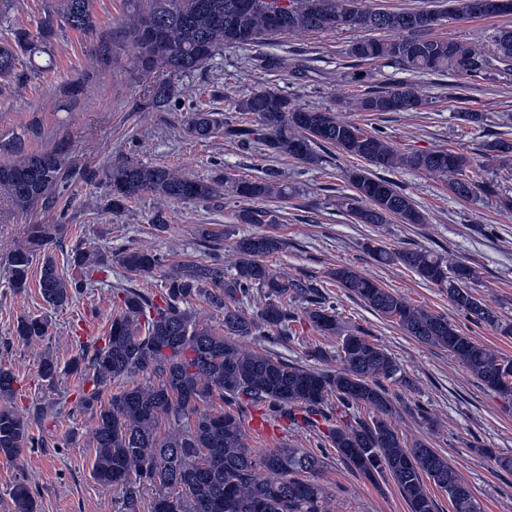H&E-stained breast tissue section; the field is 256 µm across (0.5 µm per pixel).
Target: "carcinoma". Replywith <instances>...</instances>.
<instances>
[{
  "label": "carcinoma",
  "mask_w": 512,
  "mask_h": 512,
  "mask_svg": "<svg viewBox=\"0 0 512 512\" xmlns=\"http://www.w3.org/2000/svg\"><path fill=\"white\" fill-rule=\"evenodd\" d=\"M241 0H145L123 37L134 49V64L143 76L162 70L168 78L148 85L150 104L161 108L175 97L170 78L203 68L225 47L260 45L281 34L324 32L336 29L345 16L350 27L380 31L384 38L363 37L347 53L358 63L386 60L420 72H451L477 76L490 69H512V29H500L487 43L465 44L433 39L415 24L421 11L391 12L365 9L361 0H255L251 10ZM93 0H58L47 11L37 32L17 28L0 41V79L21 77L16 64L43 52L54 26L93 34ZM425 104L418 85L403 83L394 90L374 91L357 99L362 112H401ZM188 135L199 141L220 136L245 146L256 144L266 154H286L316 165V148L334 146L354 159L390 169L410 168L446 178L448 188L462 199H472L489 186L465 176L467 159L445 149L402 153L381 136L338 119L331 109H311L292 103L269 88L255 89L235 102L242 121L223 122L219 113L205 110L190 99ZM13 157L0 161V192L14 205L29 210L38 205H69L72 173L64 170L63 148L30 152L22 140L11 147ZM485 157L502 165L512 162V142L485 145ZM353 189L347 208L360 224H423L424 214L410 196L389 179L371 170L345 171ZM106 209L119 213L145 194L169 203L210 202L224 192L241 199L238 224H274L273 211L256 201L288 197L281 174L266 169L257 180L228 173L213 180L185 176L167 167L135 159L114 163L107 172ZM63 224H34L22 244L6 258L13 291L30 286L34 259L42 258L39 289L55 309L72 301L88 287L97 267L118 261L128 272L149 275L163 259L148 248L118 252L75 250L71 274L58 271L50 248L61 240ZM282 241L264 234L233 241L224 266L184 264L164 282L162 302L136 289H122L121 310L112 318L103 344L72 358L71 374L83 376L91 389L80 405L93 412L91 433L96 454L94 480L119 496V512H327L328 493L319 476L325 456L300 448L282 447L262 453L247 443L248 414L244 404L263 409L269 420L286 419L298 433L321 439L372 483L391 477L410 512H436L426 491L428 478L448 493L452 512H480L470 486L448 463L447 457L425 440L407 444L389 421L396 411L391 388L409 389L413 382L402 364L381 344L356 332L341 334L336 308L313 284L281 277L263 262L279 251ZM372 259L401 264L423 281L448 293L449 302L468 319L512 335V325L499 316L469 283L478 277L467 264L450 262L426 249H391L367 245ZM334 285L356 296L373 311L392 319L417 342L445 349L481 384L505 399H512V359L502 356L467 335L443 315L412 305L404 296L381 287L353 266L330 271ZM204 299L224 312V332L199 323L189 305ZM306 303L305 320L323 336H335L337 369L307 368L272 354L244 351L231 337L267 336L275 331L290 335L295 305ZM258 303L257 314L246 316L242 305ZM49 321L27 316L19 319L15 336L28 345L48 336ZM49 383L60 375L53 357L39 365ZM16 377L0 366V457L14 460L35 443L30 421L9 405L16 394ZM120 383L112 390V384ZM218 396L228 411H200L199 402ZM368 417H360L362 410ZM173 419L176 430L160 434L163 422ZM154 496L145 500L146 489ZM17 512H38L36 497L23 481L10 491Z\"/></svg>",
  "instance_id": "obj_1"
}]
</instances>
